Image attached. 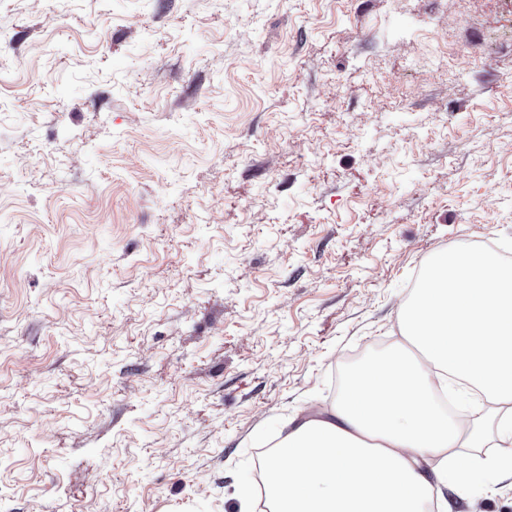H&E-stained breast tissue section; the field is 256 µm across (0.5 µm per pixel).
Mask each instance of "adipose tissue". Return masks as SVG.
<instances>
[{
	"label": "adipose tissue",
	"mask_w": 512,
	"mask_h": 512,
	"mask_svg": "<svg viewBox=\"0 0 512 512\" xmlns=\"http://www.w3.org/2000/svg\"><path fill=\"white\" fill-rule=\"evenodd\" d=\"M399 321L391 364L364 366L320 418L285 429L263 465L270 512H428L431 458L461 482L486 443L480 425L450 420L435 380L454 376L498 418L512 446V266L465 247L433 254Z\"/></svg>",
	"instance_id": "adipose-tissue-1"
}]
</instances>
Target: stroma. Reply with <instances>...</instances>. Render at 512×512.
Segmentation results:
<instances>
[{
    "label": "stroma",
    "mask_w": 512,
    "mask_h": 512,
    "mask_svg": "<svg viewBox=\"0 0 512 512\" xmlns=\"http://www.w3.org/2000/svg\"><path fill=\"white\" fill-rule=\"evenodd\" d=\"M453 246L512 257V0H0V512H263Z\"/></svg>",
    "instance_id": "stroma-1"
}]
</instances>
